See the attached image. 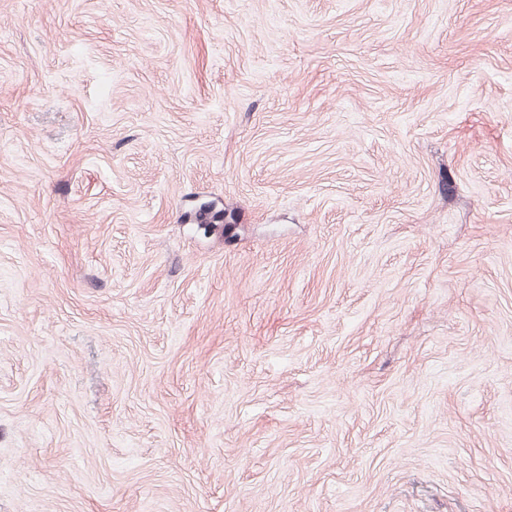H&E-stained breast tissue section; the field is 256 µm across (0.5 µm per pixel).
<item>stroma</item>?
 <instances>
[{
    "instance_id": "obj_1",
    "label": "stroma",
    "mask_w": 512,
    "mask_h": 512,
    "mask_svg": "<svg viewBox=\"0 0 512 512\" xmlns=\"http://www.w3.org/2000/svg\"><path fill=\"white\" fill-rule=\"evenodd\" d=\"M0 512H512V0H0Z\"/></svg>"
}]
</instances>
